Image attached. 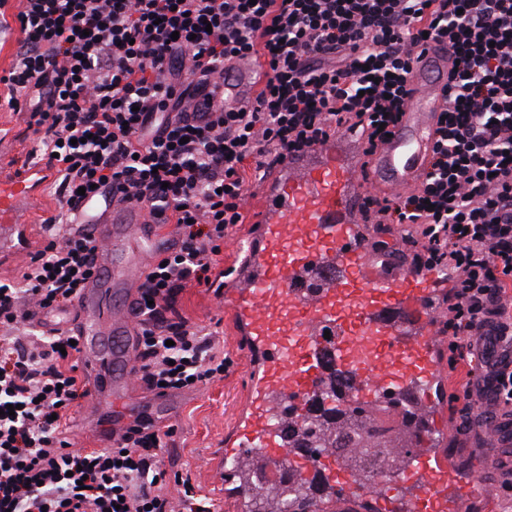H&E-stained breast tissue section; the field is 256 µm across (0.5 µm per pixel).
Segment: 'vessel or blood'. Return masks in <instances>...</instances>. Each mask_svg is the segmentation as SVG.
Masks as SVG:
<instances>
[{"label":"vessel or blood","mask_w":512,"mask_h":512,"mask_svg":"<svg viewBox=\"0 0 512 512\" xmlns=\"http://www.w3.org/2000/svg\"><path fill=\"white\" fill-rule=\"evenodd\" d=\"M415 57L411 103L391 138L370 156L367 174L337 158L335 141L318 146L316 161L304 163L300 174L262 186L249 240L231 244L245 257L228 283L224 309L241 322L258 366L225 461L249 456L271 467L286 462L281 421L321 391L326 365L352 377L356 400L367 403L396 387L429 391L438 377L439 315L431 298L439 271L380 272L376 253L356 234L365 198L417 187L431 158L450 64L446 51L429 47L418 48ZM238 75L237 83L224 88L225 106L250 100L261 69L245 65ZM32 196L25 178L0 175V223H18ZM90 231L103 248L67 325L89 363L87 413L111 416L105 434L116 439L136 403L130 344L135 319L129 309L113 308L112 298L135 295L141 272L168 240L138 209L113 212ZM400 471L396 485L369 491L373 499L390 498L392 512H455L459 495L491 492L480 479L460 482L432 452L402 459Z\"/></svg>","instance_id":"obj_1"}]
</instances>
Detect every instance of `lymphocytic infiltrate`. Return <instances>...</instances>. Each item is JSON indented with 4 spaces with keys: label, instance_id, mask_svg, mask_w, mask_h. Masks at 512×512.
<instances>
[{
    "label": "lymphocytic infiltrate",
    "instance_id": "lymphocytic-infiltrate-1",
    "mask_svg": "<svg viewBox=\"0 0 512 512\" xmlns=\"http://www.w3.org/2000/svg\"><path fill=\"white\" fill-rule=\"evenodd\" d=\"M18 2L9 16L0 0V29L19 31L0 84L57 174L60 209L20 280L0 282V512H212L164 465L175 426L141 414L110 447H74L81 350L34 317L72 304L95 274L89 225L138 208L173 234L131 304L139 381L163 395L223 379L215 331L176 303L191 283L223 288L219 258L253 171L345 133L377 148L431 41L453 60L434 154L417 189L368 200L363 221L405 226L423 246L415 266L454 274L448 339L468 337L467 361L482 363L488 338L512 348V0ZM245 61L262 69L254 99L225 109ZM86 196L95 209H80Z\"/></svg>",
    "mask_w": 512,
    "mask_h": 512
}]
</instances>
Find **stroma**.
Returning <instances> with one entry per match:
<instances>
[{
	"instance_id": "stroma-1",
	"label": "stroma",
	"mask_w": 512,
	"mask_h": 512,
	"mask_svg": "<svg viewBox=\"0 0 512 512\" xmlns=\"http://www.w3.org/2000/svg\"><path fill=\"white\" fill-rule=\"evenodd\" d=\"M0 135L7 142L5 174L24 170L30 152L37 146V137L28 130L22 113L0 106ZM57 201L52 192H41L29 215V248L18 254L15 262L0 267V279H19L29 253L44 242L41 223L54 214ZM360 236L369 245L386 244L390 267H407L421 244L405 240L401 227L377 229L372 224L359 225ZM179 313L191 323L215 327L218 339L230 365L223 380L197 389L172 394L170 402L159 408L160 425H173L176 435L163 450L167 468L188 475L198 494L215 504L218 512H239V492L235 481H214L211 469L220 460L224 437L243 414V399L250 371L251 357L231 317L224 312V300L206 288L191 285L184 289L177 302ZM435 354L439 366L437 389L426 407L430 430L425 447L446 455L451 468L463 480L482 478L497 489L493 498H461L458 512H512V472L500 465L498 452L486 421L470 419L465 411L461 372L451 371L452 355L447 336H440Z\"/></svg>"
}]
</instances>
